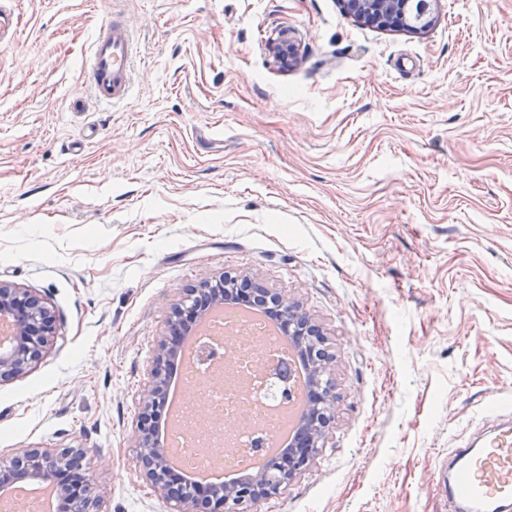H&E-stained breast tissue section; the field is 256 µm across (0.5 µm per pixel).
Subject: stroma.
Here are the masks:
<instances>
[{
  "label": "stroma",
  "mask_w": 512,
  "mask_h": 512,
  "mask_svg": "<svg viewBox=\"0 0 512 512\" xmlns=\"http://www.w3.org/2000/svg\"><path fill=\"white\" fill-rule=\"evenodd\" d=\"M0 44V281L58 333L0 383V462L84 448L99 512H174L131 423L171 306L245 272L322 324L335 428L262 512H450L437 465L512 408V0L423 33L343 0H17ZM132 90L86 63L108 18ZM288 34L292 66L270 51ZM132 42L127 27L115 20L105 23L90 54L89 82L101 102L124 100L131 90Z\"/></svg>",
  "instance_id": "1"
}]
</instances>
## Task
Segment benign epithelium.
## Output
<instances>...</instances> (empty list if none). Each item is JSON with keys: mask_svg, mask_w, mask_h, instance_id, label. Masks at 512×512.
<instances>
[{"mask_svg": "<svg viewBox=\"0 0 512 512\" xmlns=\"http://www.w3.org/2000/svg\"><path fill=\"white\" fill-rule=\"evenodd\" d=\"M440 0H344L347 11L364 24L428 30L436 21ZM247 274L224 272L205 276L184 290L172 305L166 328L159 337L155 361L138 393L133 421L142 476L155 493L174 503L176 512H258L265 501L277 497L284 486L305 471L319 455L333 429L336 392L330 378L334 355L323 327L302 311L290 297L251 284ZM225 302L255 303L270 310L309 367L307 386L310 408L303 418L296 444L267 459L264 467L243 482L220 486L193 485L172 468L166 448L157 436L162 418L168 416L167 367L176 359L182 336L213 305ZM0 320H7L12 334L0 341V381L24 373L48 349L57 334V317L46 300L29 288L0 281ZM86 448L58 454L42 448H24L0 465V494L19 481L40 480L59 489V512H98L91 478L79 460Z\"/></svg>", "mask_w": 512, "mask_h": 512, "instance_id": "benign-epithelium-1", "label": "benign epithelium"}]
</instances>
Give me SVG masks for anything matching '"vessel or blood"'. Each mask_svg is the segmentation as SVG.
<instances>
[{"label":"vessel or blood","instance_id":"obj_1","mask_svg":"<svg viewBox=\"0 0 512 512\" xmlns=\"http://www.w3.org/2000/svg\"><path fill=\"white\" fill-rule=\"evenodd\" d=\"M19 23L15 0H0V41L12 40ZM132 42L127 27L105 23L90 54L89 82L101 102L124 100L131 90ZM445 491L453 512H506L512 506V427L481 447L455 449Z\"/></svg>","mask_w":512,"mask_h":512}]
</instances>
